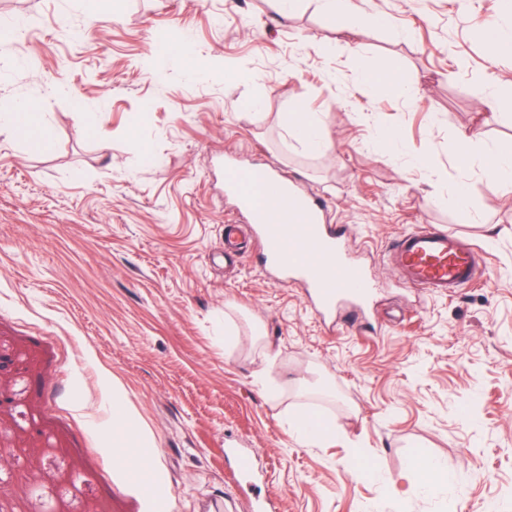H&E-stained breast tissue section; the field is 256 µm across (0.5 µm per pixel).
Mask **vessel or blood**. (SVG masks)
<instances>
[{
  "label": "vessel or blood",
  "instance_id": "vessel-or-blood-1",
  "mask_svg": "<svg viewBox=\"0 0 512 512\" xmlns=\"http://www.w3.org/2000/svg\"><path fill=\"white\" fill-rule=\"evenodd\" d=\"M258 174L268 191L267 203H259L238 178L228 180L227 190L262 242L266 264L301 283L321 316L332 315L346 300L369 301L375 283L350 257L340 229L325 222L321 200L273 169ZM391 251L392 264L408 288L450 295L478 276L477 246L432 226L398 235ZM128 479L139 488L148 512H164L166 498L157 492L159 478L150 465L130 469Z\"/></svg>",
  "mask_w": 512,
  "mask_h": 512
}]
</instances>
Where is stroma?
Segmentation results:
<instances>
[{"instance_id": "1", "label": "stroma", "mask_w": 512, "mask_h": 512, "mask_svg": "<svg viewBox=\"0 0 512 512\" xmlns=\"http://www.w3.org/2000/svg\"><path fill=\"white\" fill-rule=\"evenodd\" d=\"M390 19L354 30L301 0H0V113L44 118L46 140L0 125V512H143L107 449L113 402L130 441L158 450L168 512L272 495L279 512H512V187L456 155L512 143L473 23L503 0H360ZM190 60L140 68L162 31ZM398 73L401 94L367 95L352 47ZM188 59V60H189ZM96 116L87 126L83 115ZM314 112L331 148L288 132ZM397 132L402 152L377 141ZM428 165L413 169L412 159ZM265 166L323 198L377 283L366 310L322 320L303 289L265 266L224 191V163ZM467 185L469 209L448 196ZM243 248L224 253L226 219ZM421 225L475 244V284L444 296L403 287L383 262ZM233 334L225 344V334ZM332 433L306 445L288 417ZM228 447L254 448L262 481H228ZM453 481L425 494L409 463ZM358 459L368 471L351 475Z\"/></svg>"}]
</instances>
